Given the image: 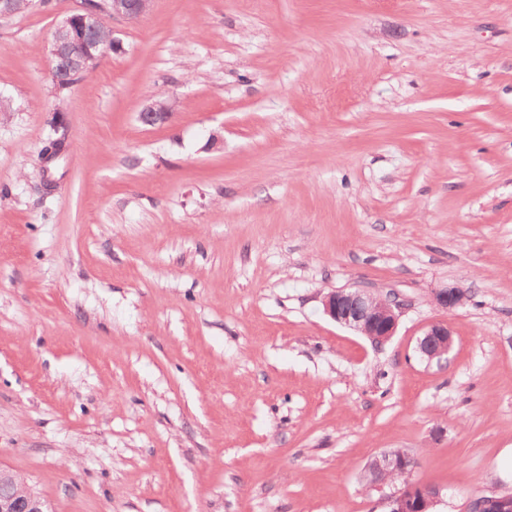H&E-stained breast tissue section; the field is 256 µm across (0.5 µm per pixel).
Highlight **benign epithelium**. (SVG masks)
<instances>
[{
    "label": "benign epithelium",
    "instance_id": "7a95c632",
    "mask_svg": "<svg viewBox=\"0 0 512 512\" xmlns=\"http://www.w3.org/2000/svg\"><path fill=\"white\" fill-rule=\"evenodd\" d=\"M153 0H86L81 10L64 18L54 29L49 54L56 70L63 74L74 67L83 74L93 72L110 43L100 40L99 32L106 29L105 18L121 17L135 21L150 9ZM173 115L171 98H158L139 113V120L148 126L163 125ZM467 294L452 287L434 294L435 303L446 310L464 304ZM389 299L369 288L334 290L324 300V312L337 324L368 338L381 346L395 335L399 310ZM453 348V336L448 324H432L417 340L416 352L427 363H442ZM411 456L400 449L383 451L374 457L381 478L394 473H407ZM439 491L415 482L407 483L389 500V512H417L416 505L425 499L431 503ZM486 512H512V496H492L485 500ZM0 512H49L46 502L25 481L12 499L0 500Z\"/></svg>",
    "mask_w": 512,
    "mask_h": 512
}]
</instances>
